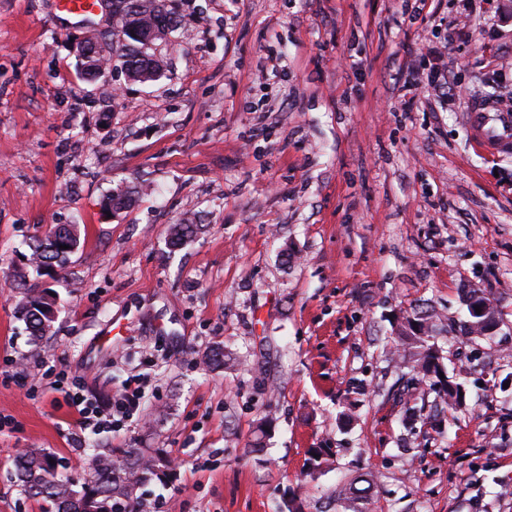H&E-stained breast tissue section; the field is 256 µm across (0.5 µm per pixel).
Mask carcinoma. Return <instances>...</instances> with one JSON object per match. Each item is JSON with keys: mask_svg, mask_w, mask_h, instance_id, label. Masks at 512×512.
I'll list each match as a JSON object with an SVG mask.
<instances>
[{"mask_svg": "<svg viewBox=\"0 0 512 512\" xmlns=\"http://www.w3.org/2000/svg\"><path fill=\"white\" fill-rule=\"evenodd\" d=\"M167 0H139L141 11L139 18L127 20L124 16L113 14L114 21L109 30L112 41V53L125 59L133 68V73L141 77V82H154L161 77L162 67L156 58L155 49L142 43L131 33L130 25L138 24L148 28L150 22L172 9L166 5ZM82 76L89 82L106 85V71L98 65V59L83 62ZM199 231V225L186 218L173 225L170 246L177 248ZM72 252L62 250L50 235L35 237L30 244L28 264L39 276L44 270H60L70 259ZM18 287L22 299L17 313L29 332L32 340L37 341L46 334L43 319L52 305L47 299L52 289L40 288L27 280L25 272H16ZM443 327L442 319L433 310L415 309L404 317L397 336L402 363L409 369L406 395L414 401H425L423 385H428L444 404L454 408L462 404L463 397L460 384L441 376L445 372L440 347L435 344V335ZM332 449L312 448L306 460L307 476L317 478L330 465ZM159 466V460L152 456L139 454L125 468L117 469L112 459L101 456L93 469L90 479L83 483L81 489H74V484L58 479L56 463L52 456L38 451H26L17 456L15 478L21 490L31 497H40L51 501L56 512H114L117 503L131 504L134 492L141 485L149 482ZM371 480L354 477L337 483L327 490V503L334 504L341 512H367L370 500ZM306 498L304 487L299 486L288 491L283 501L285 512H302L303 500Z\"/></svg>", "mask_w": 512, "mask_h": 512, "instance_id": "cac0c4a2", "label": "carcinoma"}]
</instances>
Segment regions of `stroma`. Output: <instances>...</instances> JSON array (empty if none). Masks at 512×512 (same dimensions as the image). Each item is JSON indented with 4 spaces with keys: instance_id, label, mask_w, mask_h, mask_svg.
<instances>
[{
    "instance_id": "stroma-1",
    "label": "stroma",
    "mask_w": 512,
    "mask_h": 512,
    "mask_svg": "<svg viewBox=\"0 0 512 512\" xmlns=\"http://www.w3.org/2000/svg\"><path fill=\"white\" fill-rule=\"evenodd\" d=\"M172 5L164 77L116 63L103 88L75 48L100 16L0 0V512H54L17 487L21 448L79 482L96 456L143 449L167 467L137 502L162 495L168 512H278L313 448L334 466L307 512L355 475L374 481L373 512H512V153L481 149L467 122L472 101L512 98L492 63L512 58V0ZM439 59L464 97L423 85L404 109ZM118 187L136 201L111 217ZM186 216L203 229L170 248ZM57 224L79 246L34 343L14 272ZM471 288L497 300L500 326L437 336L465 401L440 428H406L396 320L414 306L459 318ZM216 346L234 368L206 364ZM60 373L105 410L139 376L138 420L77 444Z\"/></svg>"
}]
</instances>
